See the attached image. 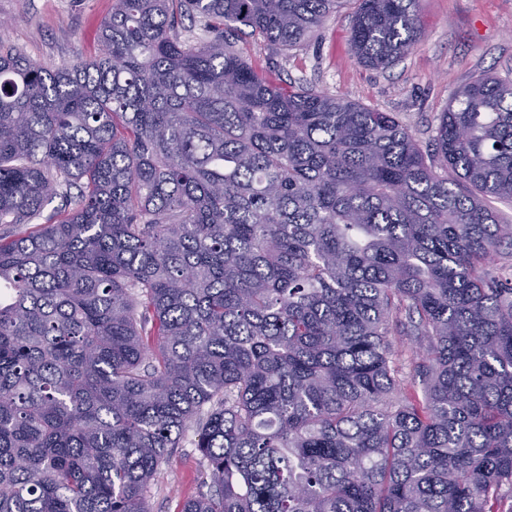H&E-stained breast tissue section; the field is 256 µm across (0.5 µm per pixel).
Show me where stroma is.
<instances>
[{"label": "stroma", "instance_id": "stroma-1", "mask_svg": "<svg viewBox=\"0 0 512 512\" xmlns=\"http://www.w3.org/2000/svg\"><path fill=\"white\" fill-rule=\"evenodd\" d=\"M113 0H0V46L53 69L89 60L99 51L101 19ZM423 33L395 65L370 70L348 45L347 14L328 19L289 55L239 34L235 47L253 66L276 65L280 78L395 113L420 141H428L450 96L474 76L512 74V0H421ZM189 425L170 464L151 481L152 512H178L182 500L204 491L206 465Z\"/></svg>", "mask_w": 512, "mask_h": 512}]
</instances>
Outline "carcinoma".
<instances>
[{"label": "carcinoma", "instance_id": "cac0c4a2", "mask_svg": "<svg viewBox=\"0 0 512 512\" xmlns=\"http://www.w3.org/2000/svg\"><path fill=\"white\" fill-rule=\"evenodd\" d=\"M347 3L365 67L422 35L419 0H114L93 60L0 46V512H151L193 422L179 512H500L512 79L424 146L227 41L298 49ZM198 438L197 427L192 423L170 464L150 482L152 512H178L182 500L207 490L206 464L196 447Z\"/></svg>", "mask_w": 512, "mask_h": 512}]
</instances>
